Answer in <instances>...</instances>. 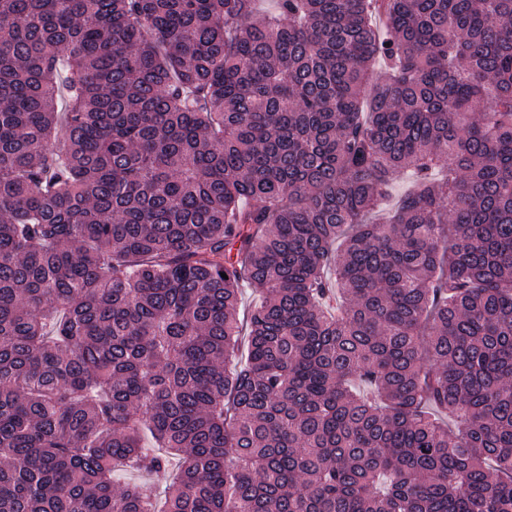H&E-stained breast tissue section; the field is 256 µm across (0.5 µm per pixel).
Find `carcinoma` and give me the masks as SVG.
Masks as SVG:
<instances>
[{
  "label": "carcinoma",
  "instance_id": "carcinoma-1",
  "mask_svg": "<svg viewBox=\"0 0 512 512\" xmlns=\"http://www.w3.org/2000/svg\"><path fill=\"white\" fill-rule=\"evenodd\" d=\"M173 459L162 512H512V0H0V512Z\"/></svg>",
  "mask_w": 512,
  "mask_h": 512
}]
</instances>
